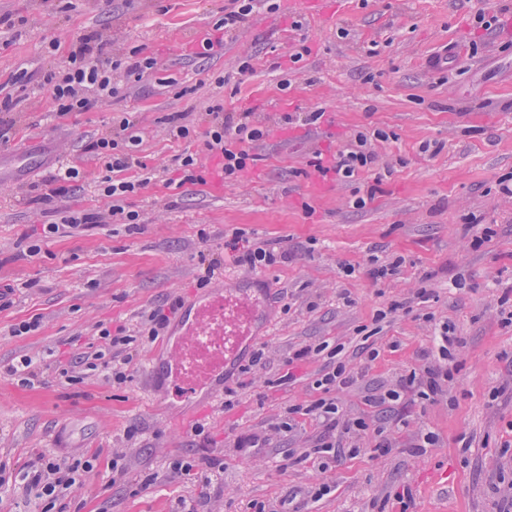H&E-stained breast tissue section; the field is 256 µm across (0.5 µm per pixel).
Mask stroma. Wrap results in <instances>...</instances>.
<instances>
[{
    "mask_svg": "<svg viewBox=\"0 0 512 512\" xmlns=\"http://www.w3.org/2000/svg\"><path fill=\"white\" fill-rule=\"evenodd\" d=\"M220 46L204 49L228 0H0V99L10 98L9 142L0 144V464L18 469L37 454L95 456L94 469L53 512H497L512 494V36L481 29L475 16L512 14V0H274ZM112 43V57L139 50L156 60L140 80L122 71L118 94L89 112L57 114L43 77L83 34ZM309 52L289 72L300 46ZM251 72H242L243 63ZM251 111L267 130L250 172L225 182L204 152L209 106ZM324 111L316 126L284 125L282 113ZM199 133L175 138L168 115ZM128 116L135 153L153 173L127 199L143 222L92 224L45 236L65 210L102 211V165L86 144ZM371 135L375 171L339 181L314 172L350 134ZM199 154L205 183L175 181L177 159ZM83 177L62 199L38 201L60 164ZM365 206H355L356 198ZM492 228L482 238L483 228ZM279 242L287 261L238 267L224 242L234 233ZM39 253H30V245ZM224 258L223 282L263 288L272 325L242 356L226 391L173 400L154 381L165 339L133 342L125 383L92 372L67 383L58 366L99 350V326L133 329L141 312L196 286L201 257ZM393 277L369 269L392 261ZM428 290L420 300V290ZM403 310L378 319L391 303ZM32 331L17 335L20 323ZM448 328L458 342L448 387L436 400L406 385L439 361ZM322 352L292 361L294 351ZM44 358L38 384L4 374L23 355ZM354 375L337 390L342 419L329 428L313 406L325 366ZM291 425L280 431L281 422ZM435 444L419 451L421 433ZM258 437L254 448L238 440ZM335 442L330 453L322 442ZM122 449L128 475L112 477ZM224 477L205 484L209 459ZM195 461L193 475L171 471ZM149 487H142L145 477ZM330 494L315 498L321 485Z\"/></svg>",
    "mask_w": 512,
    "mask_h": 512,
    "instance_id": "35a3bbf8",
    "label": "stroma"
}]
</instances>
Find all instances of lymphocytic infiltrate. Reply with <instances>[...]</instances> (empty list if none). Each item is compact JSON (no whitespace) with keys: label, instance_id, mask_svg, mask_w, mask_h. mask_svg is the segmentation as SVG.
Listing matches in <instances>:
<instances>
[{"label":"lymphocytic infiltrate","instance_id":"lymphocytic-infiltrate-1","mask_svg":"<svg viewBox=\"0 0 512 512\" xmlns=\"http://www.w3.org/2000/svg\"><path fill=\"white\" fill-rule=\"evenodd\" d=\"M154 65L153 57L137 51L125 61L114 60L109 42L92 32L79 37L67 60L46 74L45 83L58 114L88 112L117 95L118 88L112 80L115 70H123L126 77L138 79ZM208 116L204 147L210 156L219 160L225 181H238L250 169L248 144L263 140L266 131L254 121L252 113L228 112L218 103L210 107ZM139 141L133 123L125 118L115 122L107 134L92 140L88 149L103 164L98 187L107 202V209L99 214L67 211L61 224L46 225L45 234H57L64 226L76 229L89 224H140V213L127 209L125 201L145 189L149 180L144 177L132 181L120 177L121 171L139 166L140 160L133 151ZM368 142L366 133L356 132L333 158H324L318 152L311 165L320 175L352 179L376 162L377 156ZM227 246L234 252L236 264L248 270L267 267L288 258L287 251L269 242L244 244L235 237L228 241ZM182 306V299L176 297L171 299L167 308L142 312L136 332L129 335L113 334L107 327L101 329L102 348L95 352L93 360L84 359L79 367L62 369V377L71 382L79 381L84 371L96 370L98 360L103 359L106 352H123L126 346L138 340L147 344L155 342L172 315L177 314ZM92 468L91 461L79 456L58 458L41 453L34 461L11 473L0 466V489L22 487L29 504L38 512H51Z\"/></svg>","mask_w":512,"mask_h":512}]
</instances>
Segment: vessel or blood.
Instances as JSON below:
<instances>
[{
    "mask_svg": "<svg viewBox=\"0 0 512 512\" xmlns=\"http://www.w3.org/2000/svg\"><path fill=\"white\" fill-rule=\"evenodd\" d=\"M265 315L263 293L228 285L193 304L164 368L173 395L187 398L220 389L226 368L253 341Z\"/></svg>",
    "mask_w": 512,
    "mask_h": 512,
    "instance_id": "b4317fda",
    "label": "vessel or blood"
}]
</instances>
